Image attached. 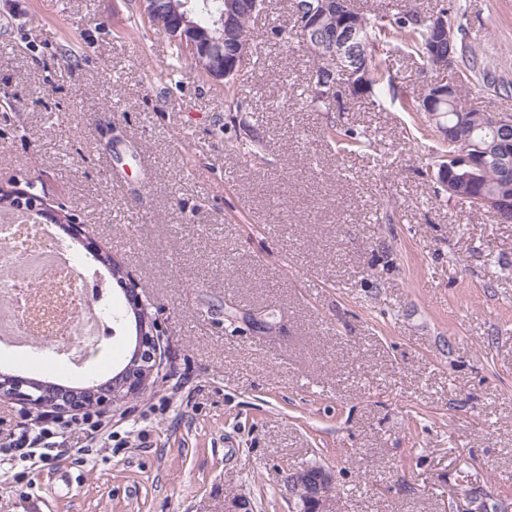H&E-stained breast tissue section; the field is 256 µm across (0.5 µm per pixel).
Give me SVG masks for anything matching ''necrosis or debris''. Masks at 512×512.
I'll use <instances>...</instances> for the list:
<instances>
[{
  "label": "necrosis or debris",
  "mask_w": 512,
  "mask_h": 512,
  "mask_svg": "<svg viewBox=\"0 0 512 512\" xmlns=\"http://www.w3.org/2000/svg\"><path fill=\"white\" fill-rule=\"evenodd\" d=\"M89 266L40 224L0 211V348L25 354L51 341L67 367H83L111 335L108 304Z\"/></svg>",
  "instance_id": "1"
}]
</instances>
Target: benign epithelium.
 Wrapping results in <instances>:
<instances>
[{
  "instance_id": "obj_1",
  "label": "benign epithelium",
  "mask_w": 512,
  "mask_h": 512,
  "mask_svg": "<svg viewBox=\"0 0 512 512\" xmlns=\"http://www.w3.org/2000/svg\"><path fill=\"white\" fill-rule=\"evenodd\" d=\"M142 16L153 25L166 31L172 39L189 44L195 49L192 39L196 23L191 12L186 11L177 19L159 9V0H139ZM241 10L239 0H224V27L208 36L210 49L194 53V65L208 80L222 84L236 79L239 65L247 59L253 44L248 36L235 23V17ZM342 12L340 0H316L312 5L301 9L298 25L303 34L308 51L324 59L332 69L348 71L347 48L360 37L362 25L359 20L350 19L342 25L341 37L337 41L323 43L315 35L325 21ZM230 38L237 44L238 53L234 59L215 62V51L224 39ZM480 166L471 158L468 151L457 152L448 157L441 174V185L448 193L456 197L464 186L477 179ZM21 200L27 207L41 217L58 224L64 233L74 242H78L94 257L102 258L106 252L89 233L87 225L76 222L74 218H61L58 210L45 203L39 197L25 189L20 190ZM113 279L121 288L128 313L134 315L136 341L132 355L112 379L90 380L78 387H65L48 381L38 380L16 373L0 371V399L15 401L29 408L51 411L60 415L83 413L94 409L99 413H108L117 405L142 396L155 382L160 368L159 339L161 329L159 321L148 311L145 299L133 276L127 275L117 265H112ZM334 476L327 470L311 471L307 468L293 470L289 478L290 494L297 505H313L318 512H329L330 491Z\"/></svg>"
}]
</instances>
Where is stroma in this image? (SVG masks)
I'll return each instance as SVG.
<instances>
[{"label": "stroma", "mask_w": 512, "mask_h": 512, "mask_svg": "<svg viewBox=\"0 0 512 512\" xmlns=\"http://www.w3.org/2000/svg\"><path fill=\"white\" fill-rule=\"evenodd\" d=\"M366 16L447 13L509 89L512 0H357ZM291 0L253 19L257 62L223 86L171 58L138 0H0V187L64 205L131 272L163 327L148 393L112 410L110 445L37 473L0 462V512H292L290 473L332 472L331 512H512V224L449 200L441 142L403 108L435 71L392 51L395 90L311 110ZM367 134L343 154L332 127ZM256 158L240 146L252 135ZM257 314V335L229 315ZM67 372L111 377L134 347Z\"/></svg>", "instance_id": "obj_1"}]
</instances>
